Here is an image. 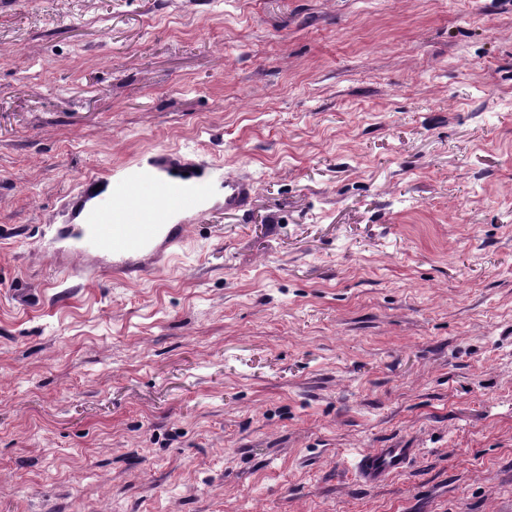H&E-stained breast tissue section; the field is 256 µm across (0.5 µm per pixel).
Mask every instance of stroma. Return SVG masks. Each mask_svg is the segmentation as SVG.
<instances>
[{"label":"stroma","mask_w":512,"mask_h":512,"mask_svg":"<svg viewBox=\"0 0 512 512\" xmlns=\"http://www.w3.org/2000/svg\"><path fill=\"white\" fill-rule=\"evenodd\" d=\"M159 152L184 252L63 279ZM0 512H512V0H0ZM224 209L242 211L247 208L254 193V181L243 175H225ZM414 454L411 448H368L358 453L359 480L378 487L391 476L401 472Z\"/></svg>","instance_id":"35a3bbf8"}]
</instances>
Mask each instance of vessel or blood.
Wrapping results in <instances>:
<instances>
[{"label":"vessel or blood","instance_id":"vessel-or-blood-1","mask_svg":"<svg viewBox=\"0 0 512 512\" xmlns=\"http://www.w3.org/2000/svg\"><path fill=\"white\" fill-rule=\"evenodd\" d=\"M224 207L242 211L254 193L252 179L228 175L224 180ZM209 185L194 163L175 162L160 152L148 167L114 182L106 208L93 207L94 181L72 203L81 224H63L56 234L66 246L52 256L61 271L79 280L109 273L125 279L144 276L182 248L188 235L186 218L200 214ZM413 455L409 448H368L358 453L357 472L368 486H380L401 472Z\"/></svg>","mask_w":512,"mask_h":512}]
</instances>
